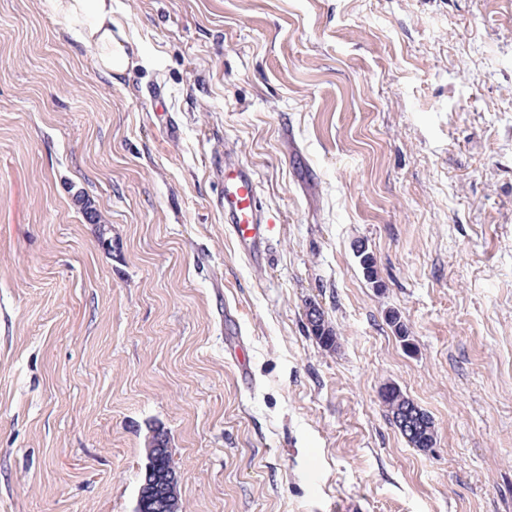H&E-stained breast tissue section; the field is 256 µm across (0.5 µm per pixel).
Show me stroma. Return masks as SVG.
I'll use <instances>...</instances> for the list:
<instances>
[{
    "instance_id": "35a3bbf8",
    "label": "stroma",
    "mask_w": 512,
    "mask_h": 512,
    "mask_svg": "<svg viewBox=\"0 0 512 512\" xmlns=\"http://www.w3.org/2000/svg\"><path fill=\"white\" fill-rule=\"evenodd\" d=\"M112 20L138 54L115 83L48 0H0V512H133L154 424L182 512H512V0ZM227 150L276 221L261 270L216 204ZM306 318L310 332L321 346L326 349H335L336 332L325 320L323 311L317 305L311 304L306 310ZM389 420L414 448L426 451L436 442L432 418L394 385H385L380 392Z\"/></svg>"
}]
</instances>
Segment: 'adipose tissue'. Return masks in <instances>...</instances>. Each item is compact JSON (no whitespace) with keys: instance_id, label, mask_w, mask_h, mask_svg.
<instances>
[{"instance_id":"obj_1","label":"adipose tissue","mask_w":512,"mask_h":512,"mask_svg":"<svg viewBox=\"0 0 512 512\" xmlns=\"http://www.w3.org/2000/svg\"><path fill=\"white\" fill-rule=\"evenodd\" d=\"M51 9L72 37L92 50L97 68L110 79L132 67L126 35L113 26L112 0H51Z\"/></svg>"}]
</instances>
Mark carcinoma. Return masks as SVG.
Listing matches in <instances>:
<instances>
[{
  "mask_svg": "<svg viewBox=\"0 0 512 512\" xmlns=\"http://www.w3.org/2000/svg\"><path fill=\"white\" fill-rule=\"evenodd\" d=\"M364 276L371 284H379L376 262L364 249L358 250ZM306 318L310 332L326 349L336 347L337 336L325 320L324 312L315 304H309ZM380 397L386 407L389 420L414 448L426 451L434 447L435 426L432 418L403 394L400 388L386 385ZM168 431L161 426L149 429L145 440L151 465L144 467L140 476L142 497L137 512H180L178 473L169 450Z\"/></svg>",
  "mask_w": 512,
  "mask_h": 512,
  "instance_id": "carcinoma-1",
  "label": "carcinoma"
}]
</instances>
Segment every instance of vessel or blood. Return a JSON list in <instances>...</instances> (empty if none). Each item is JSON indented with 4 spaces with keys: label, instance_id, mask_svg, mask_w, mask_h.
I'll return each instance as SVG.
<instances>
[{
    "label": "vessel or blood",
    "instance_id": "obj_1",
    "mask_svg": "<svg viewBox=\"0 0 512 512\" xmlns=\"http://www.w3.org/2000/svg\"><path fill=\"white\" fill-rule=\"evenodd\" d=\"M223 193L218 204L224 210V222L239 251L254 268L266 263L274 226L266 217L254 172L233 154H225L220 167Z\"/></svg>",
    "mask_w": 512,
    "mask_h": 512
}]
</instances>
